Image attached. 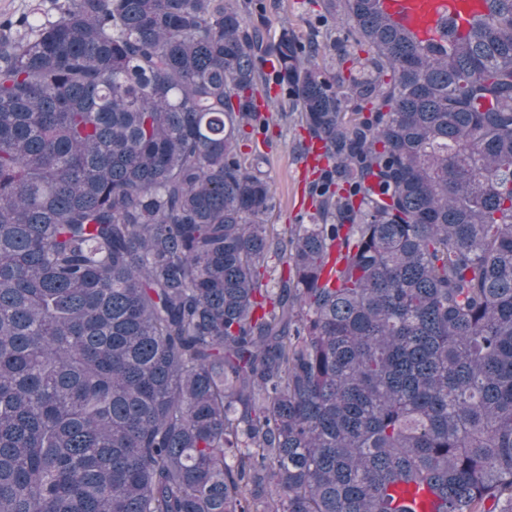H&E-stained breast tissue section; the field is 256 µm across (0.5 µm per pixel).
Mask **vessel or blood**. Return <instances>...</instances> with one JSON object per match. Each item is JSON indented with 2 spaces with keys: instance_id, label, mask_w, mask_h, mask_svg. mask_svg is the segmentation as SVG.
Returning a JSON list of instances; mask_svg holds the SVG:
<instances>
[{
  "instance_id": "obj_1",
  "label": "vessel or blood",
  "mask_w": 512,
  "mask_h": 512,
  "mask_svg": "<svg viewBox=\"0 0 512 512\" xmlns=\"http://www.w3.org/2000/svg\"><path fill=\"white\" fill-rule=\"evenodd\" d=\"M386 13L398 25L424 41L440 38L444 22L459 21L482 9L480 0H386Z\"/></svg>"
}]
</instances>
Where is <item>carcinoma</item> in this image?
Masks as SVG:
<instances>
[{"label":"carcinoma","mask_w":512,"mask_h":512,"mask_svg":"<svg viewBox=\"0 0 512 512\" xmlns=\"http://www.w3.org/2000/svg\"><path fill=\"white\" fill-rule=\"evenodd\" d=\"M331 2L332 69L230 0L0 19V512H512V0ZM263 82L308 224L238 150ZM386 13L398 25L424 41H437L448 20L464 24L463 18L482 10L480 0H384ZM289 102L285 92L272 88L268 105L262 108L266 128L257 126L250 139L241 142L242 151L256 148L266 156L262 170L273 186L276 203L269 224L280 226L308 224L313 212L308 194L311 165H306L303 156L304 132ZM299 206L300 211L294 216Z\"/></svg>","instance_id":"carcinoma-1"}]
</instances>
